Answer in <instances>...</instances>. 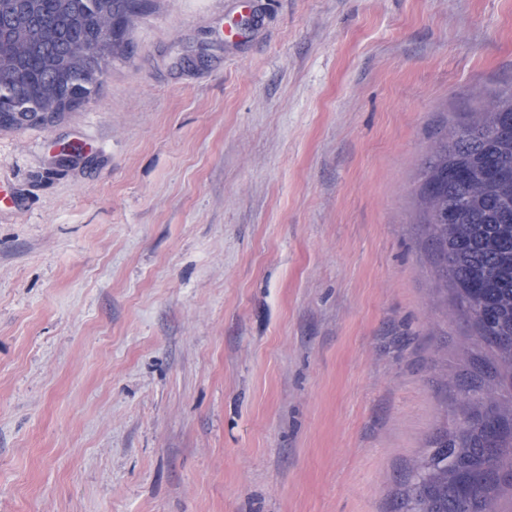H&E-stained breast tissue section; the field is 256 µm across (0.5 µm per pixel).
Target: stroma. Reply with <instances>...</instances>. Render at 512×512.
<instances>
[{
  "mask_svg": "<svg viewBox=\"0 0 512 512\" xmlns=\"http://www.w3.org/2000/svg\"><path fill=\"white\" fill-rule=\"evenodd\" d=\"M92 102L0 131V512H396L470 369L429 145L512 0H139Z\"/></svg>",
  "mask_w": 512,
  "mask_h": 512,
  "instance_id": "35a3bbf8",
  "label": "stroma"
}]
</instances>
